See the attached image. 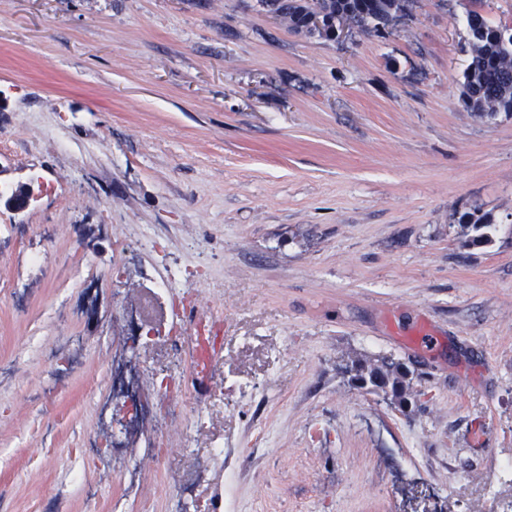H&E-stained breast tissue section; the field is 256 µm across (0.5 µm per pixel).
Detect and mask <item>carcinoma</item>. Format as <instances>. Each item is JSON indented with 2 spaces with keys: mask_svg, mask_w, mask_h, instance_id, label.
Returning a JSON list of instances; mask_svg holds the SVG:
<instances>
[{
  "mask_svg": "<svg viewBox=\"0 0 512 512\" xmlns=\"http://www.w3.org/2000/svg\"><path fill=\"white\" fill-rule=\"evenodd\" d=\"M258 5L280 16L297 33L333 39L335 24L328 23L321 29L309 25L308 18L316 10L342 15L359 33L383 37L389 21L401 9V0H258ZM467 27L470 61L463 74L462 101L481 118H493L501 112L511 116L512 45L503 40L504 25H493L482 15L472 13ZM488 225L486 218L470 224L475 235L465 241V246L490 243L484 232ZM342 374L353 387L390 397L391 403L402 412L408 406L417 408L412 397L414 371L402 362L386 356L373 362L358 358L346 363Z\"/></svg>",
  "mask_w": 512,
  "mask_h": 512,
  "instance_id": "obj_1",
  "label": "carcinoma"
}]
</instances>
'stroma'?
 <instances>
[{
  "label": "stroma",
  "mask_w": 512,
  "mask_h": 512,
  "mask_svg": "<svg viewBox=\"0 0 512 512\" xmlns=\"http://www.w3.org/2000/svg\"><path fill=\"white\" fill-rule=\"evenodd\" d=\"M403 4L333 40L256 0H0V191L45 186L0 205V512H512V116L462 102L467 16L512 0ZM187 290L224 323L200 397ZM381 356L418 411L339 370ZM116 366L150 410L91 457ZM36 196V190L31 183H20L11 189L4 204L13 211L23 212L29 208Z\"/></svg>",
  "instance_id": "obj_1"
}]
</instances>
